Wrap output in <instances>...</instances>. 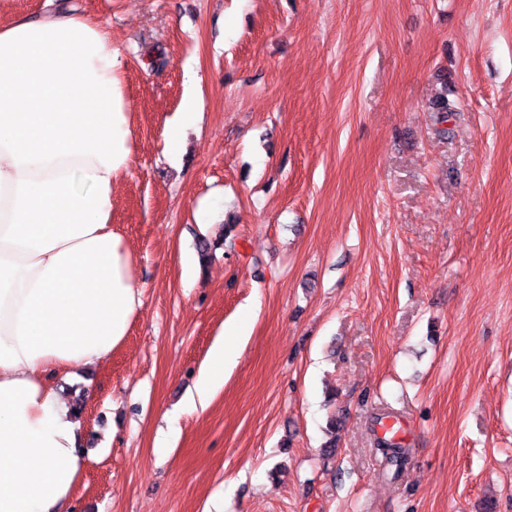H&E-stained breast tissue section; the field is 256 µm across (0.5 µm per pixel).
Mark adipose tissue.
Instances as JSON below:
<instances>
[{
  "instance_id": "obj_1",
  "label": "adipose tissue",
  "mask_w": 512,
  "mask_h": 512,
  "mask_svg": "<svg viewBox=\"0 0 512 512\" xmlns=\"http://www.w3.org/2000/svg\"><path fill=\"white\" fill-rule=\"evenodd\" d=\"M132 126L98 21L65 8L0 21V512H68L82 425L47 377L109 358L142 305L112 225ZM238 333L200 366V404L223 388Z\"/></svg>"
}]
</instances>
